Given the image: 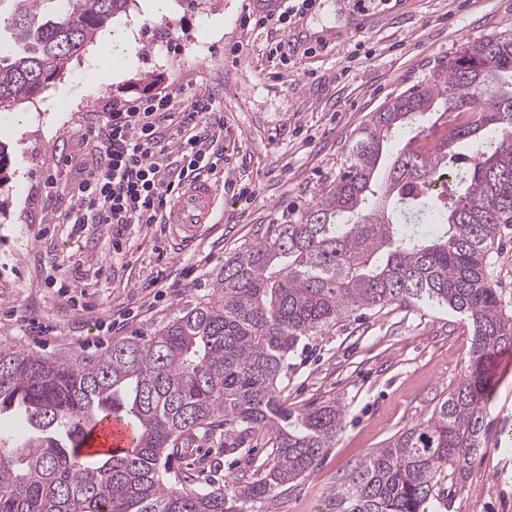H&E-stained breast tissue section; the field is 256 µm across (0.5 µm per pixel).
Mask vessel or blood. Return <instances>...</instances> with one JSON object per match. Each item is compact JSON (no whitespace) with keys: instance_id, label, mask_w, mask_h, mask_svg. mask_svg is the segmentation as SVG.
<instances>
[{"instance_id":"b4317fda","label":"vessel or blood","mask_w":512,"mask_h":512,"mask_svg":"<svg viewBox=\"0 0 512 512\" xmlns=\"http://www.w3.org/2000/svg\"><path fill=\"white\" fill-rule=\"evenodd\" d=\"M218 189L204 178L185 181L178 189L163 221L178 225L186 235H193L198 226L209 223L215 209ZM136 445V428L124 416L106 413L93 422L81 441V454L85 457L103 456L114 452H127Z\"/></svg>"}]
</instances>
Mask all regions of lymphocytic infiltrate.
I'll use <instances>...</instances> for the list:
<instances>
[{
  "label": "lymphocytic infiltrate",
  "instance_id": "lymphocytic-infiltrate-1",
  "mask_svg": "<svg viewBox=\"0 0 512 512\" xmlns=\"http://www.w3.org/2000/svg\"><path fill=\"white\" fill-rule=\"evenodd\" d=\"M213 104L182 105L179 90L146 100H114L99 126L71 209L76 224H153L191 172L212 171L207 141ZM182 165L173 168L171 153Z\"/></svg>",
  "mask_w": 512,
  "mask_h": 512
}]
</instances>
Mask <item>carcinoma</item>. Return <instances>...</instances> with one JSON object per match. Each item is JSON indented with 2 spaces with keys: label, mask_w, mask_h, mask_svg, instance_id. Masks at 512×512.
Returning <instances> with one entry per match:
<instances>
[{
  "label": "carcinoma",
  "mask_w": 512,
  "mask_h": 512,
  "mask_svg": "<svg viewBox=\"0 0 512 512\" xmlns=\"http://www.w3.org/2000/svg\"><path fill=\"white\" fill-rule=\"evenodd\" d=\"M0 29V109L32 99L126 12L129 0H9ZM435 116L429 129L421 125ZM428 224L432 235L422 233ZM512 224V35L464 44L442 69L372 113L336 179L291 224L224 261L213 297L144 339L64 364L0 350V412L27 437L0 441V512H249L310 472L341 431L332 401L288 409L279 382L303 338L396 302L446 307L473 328L469 368L429 417L371 452L336 485L331 512H428L462 487L485 447L494 361L512 351L487 260ZM110 409L138 429L130 454L79 457L84 428ZM271 433L257 479L195 493L160 478L196 437Z\"/></svg>",
  "instance_id": "cac0c4a2"
}]
</instances>
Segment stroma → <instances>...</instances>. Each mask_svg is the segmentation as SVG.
I'll return each mask as SVG.
<instances>
[{
	"label": "stroma",
	"instance_id": "obj_1",
	"mask_svg": "<svg viewBox=\"0 0 512 512\" xmlns=\"http://www.w3.org/2000/svg\"><path fill=\"white\" fill-rule=\"evenodd\" d=\"M151 0H134L114 29L128 30L122 59L97 36L37 97L0 121L9 147L0 183V350L72 363L96 356L113 338H144L179 310L211 296L225 259L260 240L271 224L301 218L335 180L372 112L490 33L512 31V0H393L372 10L373 27L354 28L352 0H322L303 27L243 28L237 17L256 0H167L162 18ZM340 29L327 49L282 56L298 30ZM247 56L245 65L233 55ZM181 89L183 101L215 103L224 130L210 179L220 196L214 224L192 240L168 224H70L66 213L96 151L91 128L115 99ZM255 188L243 200L240 187ZM57 267L72 290L48 288ZM489 276L512 317V226L490 254ZM125 316L117 335L98 322ZM46 332L31 329V322ZM473 334L445 308L394 303L365 311L305 338L288 361L281 400L288 408L339 401L343 429L306 476L255 502L249 512H328L330 493L374 449L426 419L466 372ZM484 420L487 449L463 488L445 492L446 512H512V352ZM250 453L194 446L167 462V485L192 471L193 489L220 488L252 476L274 456L270 434L250 433Z\"/></svg>",
	"mask_w": 512,
	"mask_h": 512
}]
</instances>
